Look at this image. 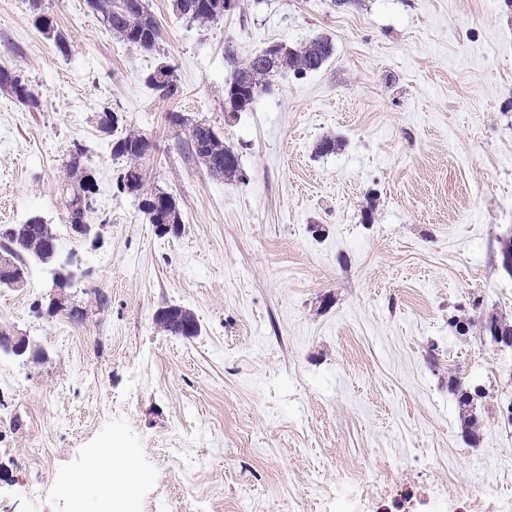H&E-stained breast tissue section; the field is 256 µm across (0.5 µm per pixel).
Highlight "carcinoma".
<instances>
[{"instance_id":"cac0c4a2","label":"carcinoma","mask_w":512,"mask_h":512,"mask_svg":"<svg viewBox=\"0 0 512 512\" xmlns=\"http://www.w3.org/2000/svg\"><path fill=\"white\" fill-rule=\"evenodd\" d=\"M212 0H173V10L181 17L200 24L215 23L224 15L211 7ZM90 8L101 15L102 21L119 35L122 40L145 51H153L162 39L159 25L149 12L145 0H87ZM34 25L43 37L62 52L69 49L65 34L53 23L43 9V0H29ZM332 55L331 43L326 38H315L298 50L278 44L275 48H266L243 63L234 64L231 82L225 88L224 111L233 115L250 106L255 97L270 86L271 77L284 69L296 73L319 70ZM0 89H7L13 97L24 106L35 108L38 99L25 87L0 73ZM150 143L148 139L135 131L128 132L118 139L113 153L129 161L120 176V186L130 193H140L144 178L139 161L146 155ZM186 150L198 159L206 170L227 181L240 177V165L235 162L237 154L233 147L215 133L207 122L193 124L192 133L188 134ZM71 174L77 176V183L70 185L66 200L68 224H88L94 212V199L88 197L89 180L82 162L69 161ZM141 211L152 224H170L177 227L180 213L176 199L169 193L154 191L141 199ZM7 241L13 250L14 258L22 272H27L28 261L33 259L43 265L53 264L54 255L47 250L50 242H57V232L41 217L33 216L22 224H17L5 231H0V240ZM172 315H157L156 320L162 329L171 336H196L200 326L194 314L177 305L169 306ZM449 388L456 396L463 415L462 432L472 445L480 441L478 417L473 413V396L470 389L456 379H449Z\"/></svg>"}]
</instances>
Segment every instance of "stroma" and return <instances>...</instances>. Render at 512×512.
Listing matches in <instances>:
<instances>
[{
  "label": "stroma",
  "instance_id": "1",
  "mask_svg": "<svg viewBox=\"0 0 512 512\" xmlns=\"http://www.w3.org/2000/svg\"><path fill=\"white\" fill-rule=\"evenodd\" d=\"M146 3L153 52L86 0H43L64 54L28 0H0V63L39 101L0 91V224L41 216L79 274L53 315L50 268L0 288V327L46 353L0 352V512H67L71 476L106 446L145 476L135 512H361L378 471V512H445L451 490L512 512V351L478 326L512 320V0H240L207 26ZM322 36L320 70L225 114L234 62ZM162 60L178 97L145 81ZM106 111L149 139L145 185L176 198L177 231L118 191ZM173 112L214 126L242 179L189 157ZM77 145L96 240L67 228ZM170 305L198 335L162 331ZM452 375L478 391L474 447ZM42 2L43 0H29L30 10L34 17V25L45 39L52 41L61 52H67L69 49L68 39L54 25L50 16L46 14Z\"/></svg>",
  "mask_w": 512,
  "mask_h": 512
}]
</instances>
